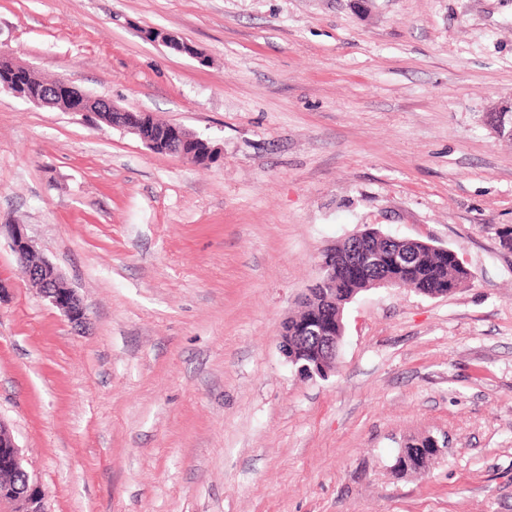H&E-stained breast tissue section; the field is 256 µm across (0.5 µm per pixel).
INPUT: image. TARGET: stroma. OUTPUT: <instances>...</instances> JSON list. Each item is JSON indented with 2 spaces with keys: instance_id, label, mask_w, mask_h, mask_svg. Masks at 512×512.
<instances>
[{
  "instance_id": "stroma-1",
  "label": "stroma",
  "mask_w": 512,
  "mask_h": 512,
  "mask_svg": "<svg viewBox=\"0 0 512 512\" xmlns=\"http://www.w3.org/2000/svg\"><path fill=\"white\" fill-rule=\"evenodd\" d=\"M0 52L220 153L0 91V223L89 317L0 240V421L49 512H512V0H0ZM369 226L474 278L359 293L335 373L301 378L281 324ZM426 434L447 448L395 475ZM176 135L182 144V149L179 151V158L186 160L188 162L193 163L194 160H198V157L194 156V151L191 153H186L183 149V146L186 150L191 149L192 147H196L197 152L201 154V158L206 157L207 160L211 161L215 156V148L210 146L206 140L199 138L196 134L189 132L188 130L182 128L181 126H177L175 128ZM205 154V155H204ZM4 235L18 261L17 273L40 296L60 310L75 327H84L88 320L86 309L76 290L69 287L59 270L48 260L36 257V248L23 224H0V238ZM36 260V265L31 260ZM62 284L63 288H58Z\"/></svg>"
}]
</instances>
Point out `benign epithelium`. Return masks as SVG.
Masks as SVG:
<instances>
[{
	"instance_id": "benign-epithelium-1",
	"label": "benign epithelium",
	"mask_w": 512,
	"mask_h": 512,
	"mask_svg": "<svg viewBox=\"0 0 512 512\" xmlns=\"http://www.w3.org/2000/svg\"><path fill=\"white\" fill-rule=\"evenodd\" d=\"M144 38H152L165 44L175 52H182L183 41L177 36L161 30L152 29L142 32ZM0 88L8 90L15 97L41 107H56L63 112H71L89 116L94 122H107L112 128H119L136 135L152 152L170 154L174 141L153 128V114L139 108H126L115 105L112 101L92 96L79 90L66 81L57 86H42L29 91L19 83L6 82ZM491 125L497 133L508 131L512 137V100L503 103L498 111L490 114ZM176 135L184 149L179 151V158L192 162L196 160L194 153L188 149L194 147L207 160L215 156V148L196 134L178 126ZM8 240L12 252L18 261L17 273L33 287L40 296L52 306L60 310L76 327L87 323L88 315L76 290L65 284L59 270L49 261L36 257V248L26 232L23 224H0V236ZM397 250L383 252L371 250L363 252V259L336 258V255L324 251L318 262L317 281L325 280L331 288H342L341 301L329 300V306L323 309L322 319L316 324L302 325L301 335L294 337L300 349L312 350L321 365V370L296 365L294 356L288 353V324H282L278 343L283 355L295 365L297 374L303 378H327L336 373V356L344 336L342 323L343 312L359 293L356 284L363 277L366 265L381 266L386 263L398 268L400 273L388 274L375 283L377 288H398L404 281L402 273L414 270L409 265L414 254L423 248H433L431 241L420 239L398 238ZM0 448L4 449V458L0 460V471H24L20 447L6 426L0 422ZM14 505L17 512H48L45 491L39 481L26 475V491L18 489L9 482L0 479V506Z\"/></svg>"
}]
</instances>
